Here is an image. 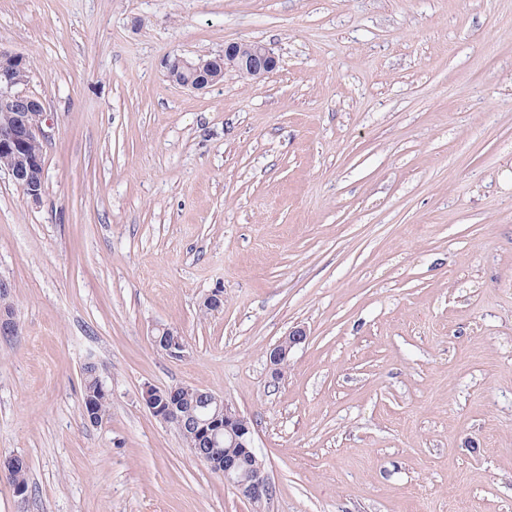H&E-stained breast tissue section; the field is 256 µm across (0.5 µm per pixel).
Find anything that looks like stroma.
Here are the masks:
<instances>
[{
  "label": "stroma",
  "instance_id": "obj_1",
  "mask_svg": "<svg viewBox=\"0 0 512 512\" xmlns=\"http://www.w3.org/2000/svg\"><path fill=\"white\" fill-rule=\"evenodd\" d=\"M244 41L277 69L165 77ZM0 50L54 122L41 204L0 174V512H254L177 385L253 421L266 512H512V0H0ZM17 324L14 320L13 304L11 301L10 284L0 282V335L13 336L16 333ZM151 336L157 350L171 359L180 360L186 356L188 345L182 340V335L169 327H155ZM307 340V332L304 328L297 327L283 336L267 353V364L270 383L279 384L284 378L292 351L304 344ZM82 375L84 380V396L95 387V383L93 381V377L87 374L86 368L82 366ZM83 396V400H84ZM82 412L84 417L91 424H99L102 423L103 419L106 415H103V411L100 409L98 401H96L93 397H86L82 404ZM181 389L184 397L178 393ZM190 397L193 400L187 404L184 399ZM143 399L154 417L175 424L197 459L210 469H217V473L224 476V482L258 511L274 497L275 486L265 468L245 465L253 455L252 463L263 466L264 463L258 453L254 454L253 422L232 402L210 390L190 385L172 390L147 387ZM25 464L24 459L20 456H13L6 460L0 459V471L2 473L10 474L9 478L11 481H20L27 487V465L24 469L18 470ZM15 470H18L16 473H13ZM21 483H14V492L22 496L26 492L25 486Z\"/></svg>",
  "mask_w": 512,
  "mask_h": 512
}]
</instances>
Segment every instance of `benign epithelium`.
<instances>
[{"label":"benign epithelium","instance_id":"7a95c632","mask_svg":"<svg viewBox=\"0 0 512 512\" xmlns=\"http://www.w3.org/2000/svg\"><path fill=\"white\" fill-rule=\"evenodd\" d=\"M278 58L273 50L256 41L232 43L224 54L213 58L176 57L168 63L167 78L180 86L205 90L224 79V73L244 72L260 80L276 69ZM31 78L29 58L21 53H0V156L8 163L0 166L34 204L41 201L45 183V157L35 150L51 142L54 123L45 112L40 98L27 92ZM10 284L0 282V335L16 333ZM157 350L171 359L186 356L188 345L182 335L159 326L151 336ZM307 332L294 328L267 353L270 382L285 376L292 351L305 343ZM144 402L154 417L173 423L194 456L224 476V482L256 509L263 510L275 495L263 467H248L254 455L253 422L237 407L210 390L182 385L171 390L148 387ZM84 417L92 424L105 418L98 401L87 397L82 404Z\"/></svg>","mask_w":512,"mask_h":512}]
</instances>
